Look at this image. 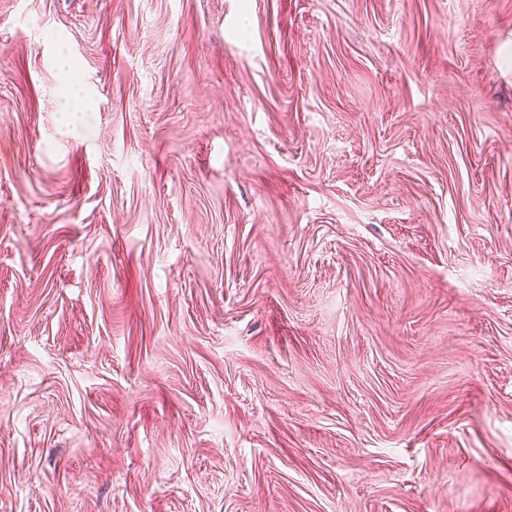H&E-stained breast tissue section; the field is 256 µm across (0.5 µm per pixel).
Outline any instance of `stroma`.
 <instances>
[{
	"instance_id": "obj_1",
	"label": "stroma",
	"mask_w": 512,
	"mask_h": 512,
	"mask_svg": "<svg viewBox=\"0 0 512 512\" xmlns=\"http://www.w3.org/2000/svg\"><path fill=\"white\" fill-rule=\"evenodd\" d=\"M0 512H512V0H0Z\"/></svg>"
}]
</instances>
